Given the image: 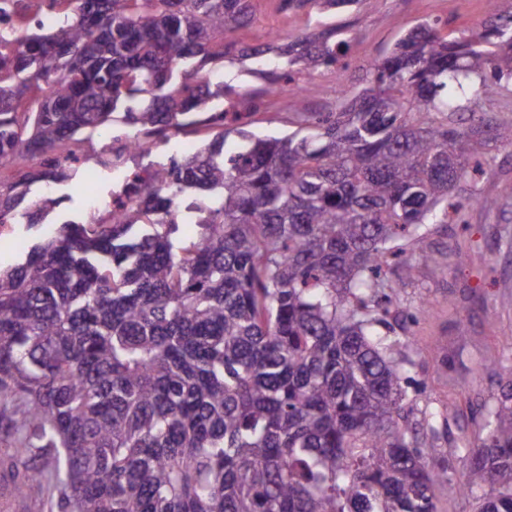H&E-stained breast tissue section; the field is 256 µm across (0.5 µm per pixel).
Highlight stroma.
Returning a JSON list of instances; mask_svg holds the SVG:
<instances>
[{
	"label": "stroma",
	"mask_w": 512,
	"mask_h": 512,
	"mask_svg": "<svg viewBox=\"0 0 512 512\" xmlns=\"http://www.w3.org/2000/svg\"><path fill=\"white\" fill-rule=\"evenodd\" d=\"M255 19L237 33L250 45L269 42L271 31L289 38L310 33L315 16L281 12L276 0H254ZM487 0H361L359 5L324 16V23L341 25L355 39L345 62L314 73H299L287 92L265 93L266 80L245 74L240 64H225L224 79L260 102L245 128L258 135H283L288 118L296 112L319 110L341 91L358 89L366 68L390 54L396 42L426 19L447 21L453 35H471L490 22ZM487 112L498 113L501 126L490 144L491 170L474 188L493 196L512 184V83L482 102ZM108 139L93 137L79 143L83 165L97 168L93 188L66 182L58 186L63 198L59 220L88 222L102 214L112 192L120 190L128 169L142 157H127L103 166ZM420 243L406 247L404 264L392 274L390 326L386 336L408 340L413 368L406 373L404 415L413 426H425L430 415L454 408L455 415L438 422L430 441L429 462H449L451 452L484 438V419L499 396L501 378L512 375V199L497 209L471 206L462 224H427ZM495 357L496 366L480 363ZM452 463V462H449ZM448 482L436 491L438 512H474L471 494L460 492L464 480L461 462L452 463Z\"/></svg>",
	"instance_id": "35a3bbf8"
}]
</instances>
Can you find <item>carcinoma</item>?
I'll use <instances>...</instances> for the list:
<instances>
[{"mask_svg":"<svg viewBox=\"0 0 512 512\" xmlns=\"http://www.w3.org/2000/svg\"><path fill=\"white\" fill-rule=\"evenodd\" d=\"M252 0H23L0 39V225L36 224L63 198L37 182L79 171L67 149L107 133L156 147L208 131L205 146L132 172L129 205L63 223L0 270V441L17 491L59 512H437L449 467L397 418L408 344L382 335L389 257L424 224L464 221L498 131L458 114L512 81V0L468 37L420 23L356 91L295 130L224 151L230 86L206 66L266 63L271 89L343 60L328 26L288 43L227 40ZM361 0H278L318 15ZM58 12L56 28L35 24ZM196 237L179 235L183 203ZM466 449L476 512H512V377Z\"/></svg>","mask_w":512,"mask_h":512,"instance_id":"cac0c4a2","label":"carcinoma"}]
</instances>
